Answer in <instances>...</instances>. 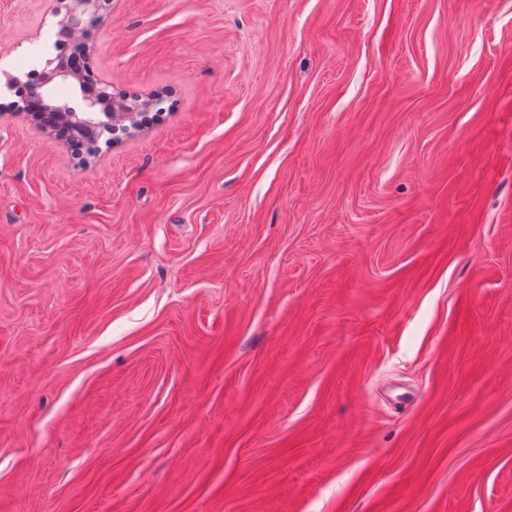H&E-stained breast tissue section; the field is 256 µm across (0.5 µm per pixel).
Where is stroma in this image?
Masks as SVG:
<instances>
[{
  "instance_id": "35a3bbf8",
  "label": "stroma",
  "mask_w": 512,
  "mask_h": 512,
  "mask_svg": "<svg viewBox=\"0 0 512 512\" xmlns=\"http://www.w3.org/2000/svg\"><path fill=\"white\" fill-rule=\"evenodd\" d=\"M0 512H512V0H112L163 94L92 156L14 111Z\"/></svg>"
}]
</instances>
